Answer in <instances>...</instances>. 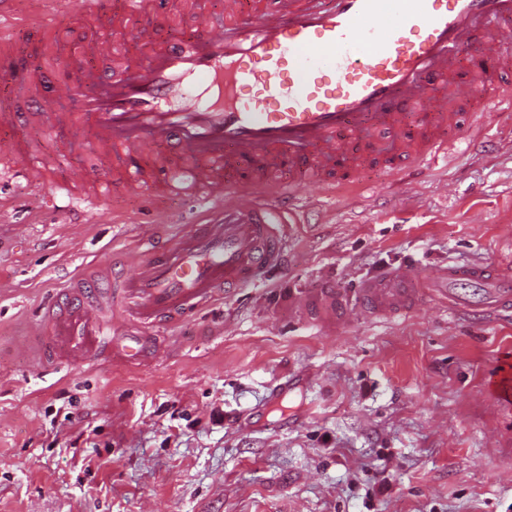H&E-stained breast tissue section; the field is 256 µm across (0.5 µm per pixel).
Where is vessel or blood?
<instances>
[{
  "instance_id": "obj_1",
  "label": "vessel or blood",
  "mask_w": 512,
  "mask_h": 512,
  "mask_svg": "<svg viewBox=\"0 0 512 512\" xmlns=\"http://www.w3.org/2000/svg\"><path fill=\"white\" fill-rule=\"evenodd\" d=\"M147 4L123 0L116 10L112 0H77L93 33L74 46L84 67L57 94L80 106L50 119L92 134L100 163L76 176L88 198H105L117 179L128 190L150 188L158 206L190 197L207 218L144 238L131 275L113 278L106 265L66 283L46 319L50 362L95 359L114 314L126 325L113 357L154 359L152 329L191 321L222 290L256 285L262 269L280 263L287 204L303 186L345 190L371 166L404 173L447 158L449 139L474 142L460 110L463 85L512 112V79L463 69L459 55L468 46L489 58L512 48V0H224L217 27L196 0H183L195 31L148 40L132 54L113 35ZM51 24L22 0H0V59L13 58L20 31ZM246 87L252 100L241 97ZM17 121L0 112V165L25 157L27 182L44 187L49 165L23 153ZM116 158L123 168L112 167ZM151 165L167 170L162 185L151 186ZM269 196L277 204H266ZM444 276L449 301L471 290L465 309L475 319L512 310V275L500 266H451ZM420 280L391 272L364 285L359 303L371 315L404 311ZM345 306L331 282L305 303L313 322L338 319Z\"/></svg>"
}]
</instances>
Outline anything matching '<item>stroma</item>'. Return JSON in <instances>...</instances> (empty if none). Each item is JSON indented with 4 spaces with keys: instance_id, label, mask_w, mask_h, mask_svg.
<instances>
[{
    "instance_id": "35a3bbf8",
    "label": "stroma",
    "mask_w": 512,
    "mask_h": 512,
    "mask_svg": "<svg viewBox=\"0 0 512 512\" xmlns=\"http://www.w3.org/2000/svg\"><path fill=\"white\" fill-rule=\"evenodd\" d=\"M153 0L122 41L167 38L192 21ZM37 31L1 66L20 80L51 61ZM482 144L445 163L363 182L373 195L298 197L283 261L191 322L155 332L150 363L50 366L44 309L76 274L137 254L155 225L182 231L200 207L116 188L80 204L75 169L95 163L90 134L20 119L48 158L57 207L20 175L0 178V512H512V321L449 310L445 267L512 263V117L482 110ZM393 270L427 277L416 306L370 316L359 289ZM333 281L336 324L308 321V293ZM291 379L274 404L269 387Z\"/></svg>"
}]
</instances>
